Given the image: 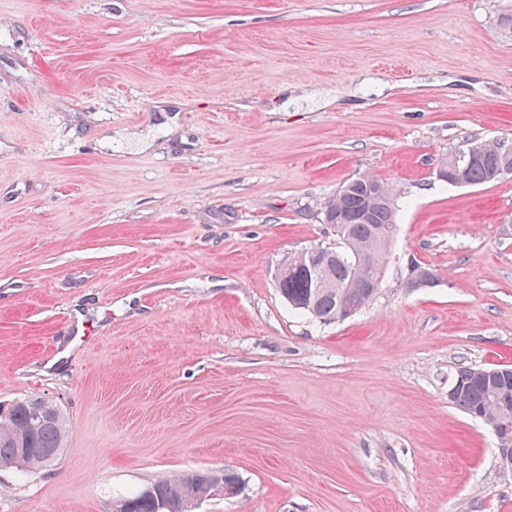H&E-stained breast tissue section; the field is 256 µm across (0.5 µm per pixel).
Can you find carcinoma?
I'll list each match as a JSON object with an SVG mask.
<instances>
[{
	"label": "carcinoma",
	"instance_id": "carcinoma-1",
	"mask_svg": "<svg viewBox=\"0 0 512 512\" xmlns=\"http://www.w3.org/2000/svg\"><path fill=\"white\" fill-rule=\"evenodd\" d=\"M480 159L463 165L466 186L490 183L507 176L497 167L498 142L481 141ZM397 195L393 186L372 176L346 182L325 206V218L337 225L336 235L344 249L321 263L329 288H314L308 275L315 258L306 251L292 259L280 272L278 287L294 310L316 320H342L343 308L355 303L362 310L375 299L366 291L361 274L381 276L397 233ZM474 367H459L452 381L461 389L452 402L460 411L494 426L503 417L512 418V407L501 411L493 403L494 392L512 396V372L496 381L474 374ZM67 435V421L57 405L41 397H25L0 403V467L20 470L42 469L59 457ZM230 485L236 477L224 473H195L177 476L151 485L152 492L120 501L117 512H174L179 489L189 487L203 499L218 482Z\"/></svg>",
	"mask_w": 512,
	"mask_h": 512
}]
</instances>
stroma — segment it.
Returning <instances> with one entry per match:
<instances>
[{"label": "stroma", "instance_id": "stroma-1", "mask_svg": "<svg viewBox=\"0 0 512 512\" xmlns=\"http://www.w3.org/2000/svg\"><path fill=\"white\" fill-rule=\"evenodd\" d=\"M512 0H0V401L69 422L0 469V512H112L231 473L193 512H512V469L448 401L512 365ZM375 176L399 233L379 293L319 322L280 269ZM436 282L410 290L411 264ZM483 155L479 160L471 162L477 158L481 149ZM478 144L464 145L448 158V171L443 167L440 169V176H446L448 173V182L455 185H462V175L460 172V163L463 165L464 186H475L490 183L503 177H511V173L499 172L497 167L498 159V141H480ZM224 477L222 488L227 493H233V484L237 485L236 477L232 474L224 473L217 475L213 473H195L191 475L177 476L172 479H166L152 484L139 494L124 500H120L119 510L114 508L115 512H183L174 511L175 497L179 489L189 487L198 495V500H202L208 494L215 490L218 482ZM228 483L230 485L224 484ZM148 488L151 493H146ZM170 506V509H167Z\"/></svg>", "mask_w": 512, "mask_h": 512}]
</instances>
